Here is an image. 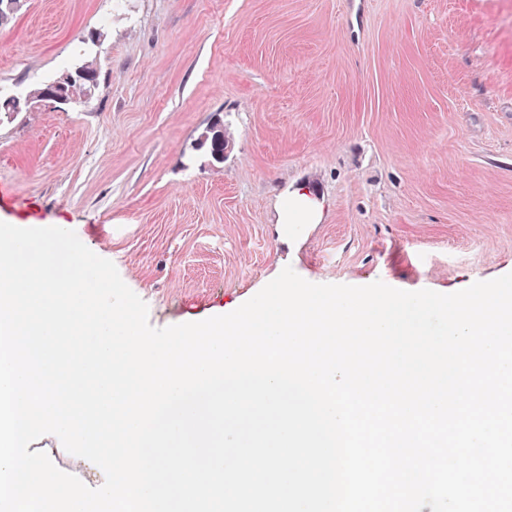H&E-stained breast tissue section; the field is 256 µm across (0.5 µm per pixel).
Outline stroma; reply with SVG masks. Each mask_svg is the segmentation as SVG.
<instances>
[{
	"label": "stroma",
	"instance_id": "35a3bbf8",
	"mask_svg": "<svg viewBox=\"0 0 512 512\" xmlns=\"http://www.w3.org/2000/svg\"><path fill=\"white\" fill-rule=\"evenodd\" d=\"M90 39L88 102L0 116V222L74 231L151 326L233 312L287 266L444 294L512 273V0H22L0 89ZM291 185L323 214L285 237ZM28 449L105 482L55 435Z\"/></svg>",
	"mask_w": 512,
	"mask_h": 512
}]
</instances>
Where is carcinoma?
I'll use <instances>...</instances> for the list:
<instances>
[{
    "instance_id": "obj_1",
    "label": "carcinoma",
    "mask_w": 512,
    "mask_h": 512,
    "mask_svg": "<svg viewBox=\"0 0 512 512\" xmlns=\"http://www.w3.org/2000/svg\"><path fill=\"white\" fill-rule=\"evenodd\" d=\"M98 78L96 58L92 56L90 49L81 48L74 62L53 80L32 84L20 95L6 94L0 98V112H19L28 105L48 101L56 95H64L73 103L82 102L91 95ZM201 143L209 144L214 159H224V150L228 145V141L224 139V129L217 126L210 129V133L203 136Z\"/></svg>"
}]
</instances>
